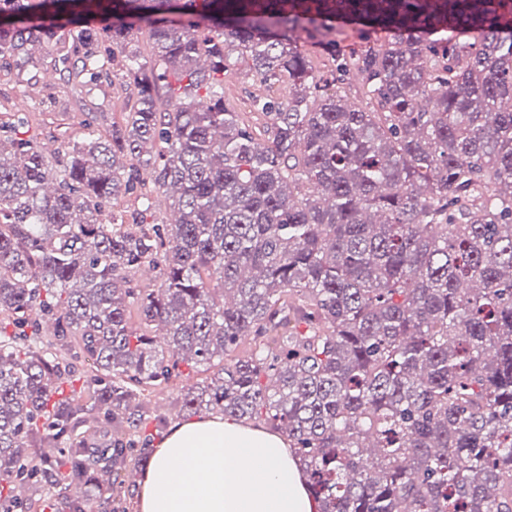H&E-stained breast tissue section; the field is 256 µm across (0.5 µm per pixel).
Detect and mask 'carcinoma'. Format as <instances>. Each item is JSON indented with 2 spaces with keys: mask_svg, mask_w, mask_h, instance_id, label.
<instances>
[{
  "mask_svg": "<svg viewBox=\"0 0 512 512\" xmlns=\"http://www.w3.org/2000/svg\"><path fill=\"white\" fill-rule=\"evenodd\" d=\"M68 24L69 74L119 76L103 42L143 26L153 66L126 54L137 107L109 138L86 123L58 172L0 138V512H28V484L88 512L147 466L140 398L184 366L208 376L183 412L281 432L320 512H512V0H0V64ZM352 25L384 41L337 53ZM234 53L291 87L253 102L263 143L217 88ZM157 190L172 224L146 222ZM122 194L132 228L99 222ZM143 266L157 287H132ZM71 356L86 396H63ZM94 412L111 439L88 448Z\"/></svg>",
  "mask_w": 512,
  "mask_h": 512,
  "instance_id": "carcinoma-1",
  "label": "carcinoma"
}]
</instances>
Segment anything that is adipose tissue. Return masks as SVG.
Instances as JSON below:
<instances>
[{"label":"adipose tissue","mask_w":512,"mask_h":512,"mask_svg":"<svg viewBox=\"0 0 512 512\" xmlns=\"http://www.w3.org/2000/svg\"><path fill=\"white\" fill-rule=\"evenodd\" d=\"M136 497L139 512H315L287 441L221 415L174 424Z\"/></svg>","instance_id":"obj_1"}]
</instances>
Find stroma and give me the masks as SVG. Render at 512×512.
I'll return each instance as SVG.
<instances>
[{"label":"stroma","instance_id":"stroma-1","mask_svg":"<svg viewBox=\"0 0 512 512\" xmlns=\"http://www.w3.org/2000/svg\"><path fill=\"white\" fill-rule=\"evenodd\" d=\"M74 39V31L68 29L56 42L36 48L34 65L27 71L0 69V135L23 128L55 168L74 144L83 142L86 122H93L99 134L108 137L137 105L135 89L122 82L107 87L93 85L82 76L63 79L61 59L72 50ZM221 81L225 106L240 112L244 122L256 128L263 126L265 118L253 111V98L288 99L287 83L263 82L240 56L227 62Z\"/></svg>","mask_w":512,"mask_h":512}]
</instances>
